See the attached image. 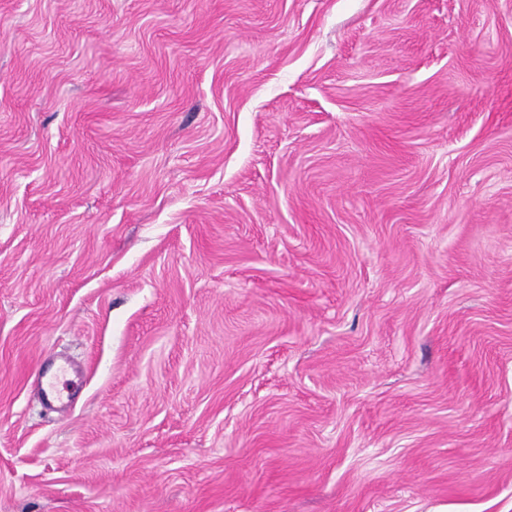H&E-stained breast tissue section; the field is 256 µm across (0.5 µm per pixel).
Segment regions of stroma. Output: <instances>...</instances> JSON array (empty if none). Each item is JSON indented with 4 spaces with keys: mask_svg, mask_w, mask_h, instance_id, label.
<instances>
[{
    "mask_svg": "<svg viewBox=\"0 0 512 512\" xmlns=\"http://www.w3.org/2000/svg\"><path fill=\"white\" fill-rule=\"evenodd\" d=\"M0 512H512V0H0Z\"/></svg>",
    "mask_w": 512,
    "mask_h": 512,
    "instance_id": "obj_1",
    "label": "stroma"
}]
</instances>
